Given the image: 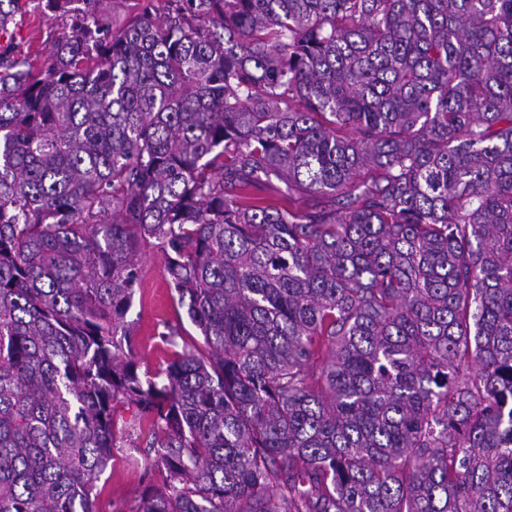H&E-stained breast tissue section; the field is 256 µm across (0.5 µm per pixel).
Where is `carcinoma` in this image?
Masks as SVG:
<instances>
[{
  "label": "carcinoma",
  "instance_id": "1",
  "mask_svg": "<svg viewBox=\"0 0 512 512\" xmlns=\"http://www.w3.org/2000/svg\"><path fill=\"white\" fill-rule=\"evenodd\" d=\"M97 2L0 55V512H96L119 404L143 512H512V0ZM137 0H103L98 4L99 14L103 19L112 20L114 25L120 26ZM164 267L165 257L158 247L145 248L136 259L138 285L126 320L134 325L136 356L142 372L165 368L174 351L182 349L180 338L176 339L178 346L175 348L163 340L165 323L178 326L180 321L189 334L183 333V338L203 344L200 330L190 322L185 309L177 307L176 294L169 286Z\"/></svg>",
  "mask_w": 512,
  "mask_h": 512
}]
</instances>
